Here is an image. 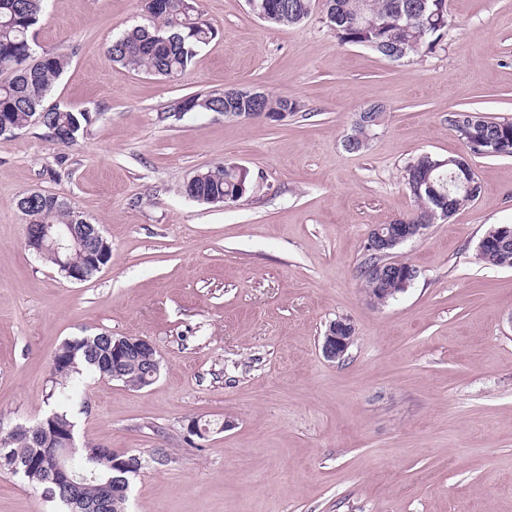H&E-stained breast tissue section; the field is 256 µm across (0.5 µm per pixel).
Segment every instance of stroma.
I'll list each match as a JSON object with an SVG mask.
<instances>
[{
  "mask_svg": "<svg viewBox=\"0 0 512 512\" xmlns=\"http://www.w3.org/2000/svg\"><path fill=\"white\" fill-rule=\"evenodd\" d=\"M200 8L216 35L168 80L107 53L144 23L142 0L45 2L33 39L71 55L49 101L92 123L70 147L39 126L0 136V434L54 408L62 342L143 336L152 385L87 372L67 404L78 445L139 457L126 512H512V268L477 256L512 224V157H472L478 199L396 249L418 275L394 300L372 306L357 275L372 227L416 209L407 162L463 152L448 112L512 119V0H448L442 45L400 60L341 43L318 5L293 27L246 0ZM234 87L301 108L280 123L171 113ZM373 104L382 124L348 153ZM228 159L250 172L243 198L183 194ZM31 190L101 226L112 257L89 281L26 248L15 200ZM339 317L355 334L332 363ZM0 512L61 510L0 471ZM353 326L343 319L329 323L323 336L321 351L327 361L342 360L353 341Z\"/></svg>",
  "mask_w": 512,
  "mask_h": 512,
  "instance_id": "35a3bbf8",
  "label": "stroma"
}]
</instances>
